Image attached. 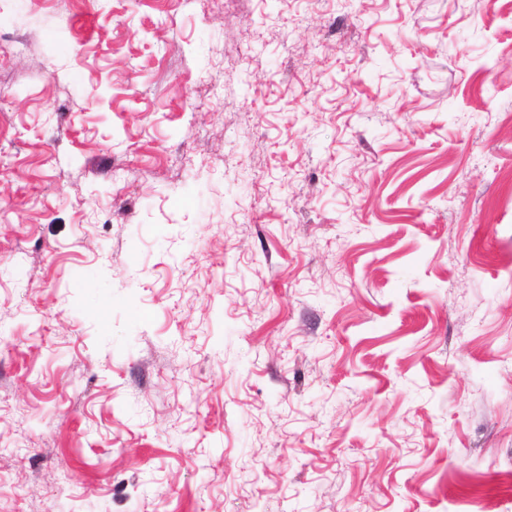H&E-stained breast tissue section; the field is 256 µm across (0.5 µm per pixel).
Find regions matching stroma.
<instances>
[{
  "label": "stroma",
  "instance_id": "1",
  "mask_svg": "<svg viewBox=\"0 0 512 512\" xmlns=\"http://www.w3.org/2000/svg\"><path fill=\"white\" fill-rule=\"evenodd\" d=\"M512 0H0V512H512Z\"/></svg>",
  "mask_w": 512,
  "mask_h": 512
}]
</instances>
